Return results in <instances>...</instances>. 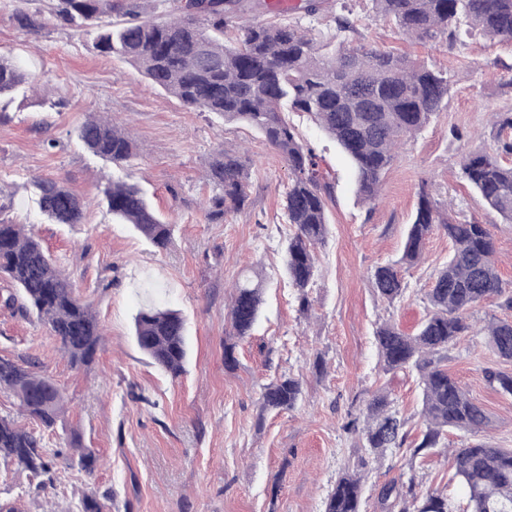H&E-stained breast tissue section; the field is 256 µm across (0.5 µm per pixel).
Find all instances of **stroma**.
Wrapping results in <instances>:
<instances>
[{"label":"stroma","instance_id":"35a3bbf8","mask_svg":"<svg viewBox=\"0 0 512 512\" xmlns=\"http://www.w3.org/2000/svg\"><path fill=\"white\" fill-rule=\"evenodd\" d=\"M47 3L0 0V54L38 85L18 92L0 120V217L32 229L58 260L96 311L102 341L88 365L73 367L35 318L0 305V357L35 360L62 389L66 412L46 434L48 446L73 434L99 462L91 473L58 466L45 484L0 464V502L17 500L22 512H81L93 493L102 512H324L339 472L364 458L362 512H377L380 487L400 477L465 505L451 456L461 432H449L445 447L417 458L390 450L376 461L346 424L383 388L410 439L423 429L418 374L381 371L374 329L392 319L405 332L415 330L451 243L440 231L427 240L424 261L405 269L408 290L394 303L381 300L369 278L376 266L400 257L420 186L452 201L458 219L488 224L498 269L512 282V223L482 208L458 167L467 152L493 143L495 113L512 112V45L464 33L453 41L412 42L375 18L370 0H347L356 21L351 45L427 61L454 84L430 126L403 146L373 204L358 198L354 170L335 143L307 115L288 114L332 187L329 233L317 250L306 316L284 273V244L294 232L282 208L287 165L248 125L188 109L119 56L99 53L93 36L62 25ZM20 8L39 12L37 32L17 28ZM92 114L127 124L136 143L132 166L112 165L78 140V125ZM222 149L248 150L249 200L215 224L203 208L210 193L204 174ZM107 176L147 191L174 226L166 249L113 220L103 195ZM37 179L61 181L78 196L82 222L48 223L36 203ZM250 268L266 282L262 311L228 370L229 284ZM149 305L180 311L186 320L189 354L180 377L152 364L134 340V317ZM318 357L325 362L320 372L313 366ZM487 367L512 371V362L500 360L483 337H462L448 349L449 374L495 421L487 441L512 448V396L486 384ZM283 375L300 379L298 405L262 410V385Z\"/></svg>","mask_w":512,"mask_h":512}]
</instances>
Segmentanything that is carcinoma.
Listing matches in <instances>:
<instances>
[{
	"label": "carcinoma",
	"instance_id": "carcinoma-1",
	"mask_svg": "<svg viewBox=\"0 0 512 512\" xmlns=\"http://www.w3.org/2000/svg\"><path fill=\"white\" fill-rule=\"evenodd\" d=\"M374 16L393 22L408 38L453 41L460 32L512 44V0H371ZM166 18L148 14L140 0H56L52 14L67 26L94 35L96 49L116 54L150 83L173 95L184 106L207 112L226 122L247 124L288 165L291 181L283 209L294 234L284 246V268L299 292V305L311 307L308 288L317 273L314 250L328 235L327 208L331 186L317 170L312 149L301 143L285 113L308 115L350 160L357 192L365 202L378 198L397 150L423 131L441 110L451 86L448 72L391 52L351 47L343 41L317 40L298 23L253 19L239 24L246 0H170ZM20 29L40 28L38 13L18 10ZM34 79L13 60L0 56V101ZM497 135L490 149L464 155L459 175L477 193L482 206L512 223V114L496 115ZM78 139L96 156L115 165L135 158L130 132L100 115L88 116L77 129ZM249 159L224 150L206 172L211 195L205 215L211 223L224 219L248 202ZM37 204L54 224H80L83 204L63 183H34ZM112 216L133 225L155 247L171 243L174 225L149 203L136 183L110 180L103 189ZM424 188L408 225L399 260L377 266L372 286L378 297L401 299L407 284L405 265L422 258L425 241L441 230L453 245L436 270L425 294L427 314L414 334L391 321L379 324L375 339L385 373L413 368L422 387L425 430L410 445L405 421L392 409L384 389L377 390L364 416L347 423L361 435L364 447L376 456L389 449L410 457L438 447L453 428L466 443L453 454L455 475L468 499L467 512H512V448H498L481 439L494 426L491 414L448 374V347L468 335L472 310L496 297L512 309V283L500 277L488 225L476 219L456 220ZM0 272L20 295L3 298L33 316L55 336L74 366L87 365L101 340L99 321L56 259L23 224L0 220ZM265 282L257 271L241 274L234 283L229 309V335L245 339L257 321ZM139 348L171 376H179L187 358L184 319L176 310L144 308L134 318ZM485 344L500 359L512 361V320L492 318L484 327ZM489 385L512 395V373L483 370ZM17 398L20 411L38 422L29 430L0 415V463L53 481L60 451L47 446L63 410V393L38 363L0 357V393ZM302 384L284 376L261 387L263 409H292ZM365 460L344 469L328 494L324 512H361ZM381 512H456L443 493L415 490L414 480L384 484L378 493Z\"/></svg>",
	"mask_w": 512,
	"mask_h": 512
}]
</instances>
